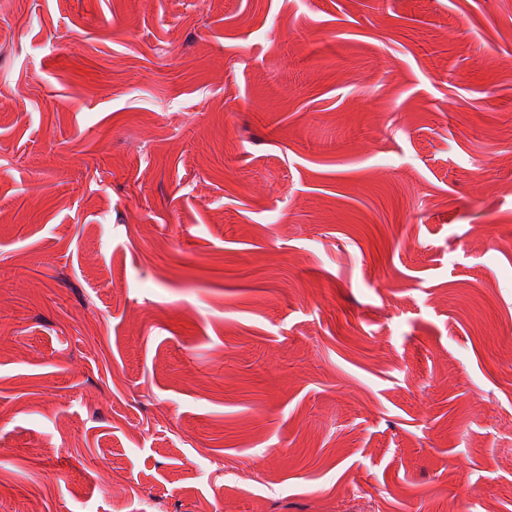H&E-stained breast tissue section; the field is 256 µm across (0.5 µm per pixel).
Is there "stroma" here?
Returning a JSON list of instances; mask_svg holds the SVG:
<instances>
[{
  "label": "stroma",
  "mask_w": 512,
  "mask_h": 512,
  "mask_svg": "<svg viewBox=\"0 0 512 512\" xmlns=\"http://www.w3.org/2000/svg\"><path fill=\"white\" fill-rule=\"evenodd\" d=\"M512 0H0V512H512Z\"/></svg>",
  "instance_id": "1"
}]
</instances>
